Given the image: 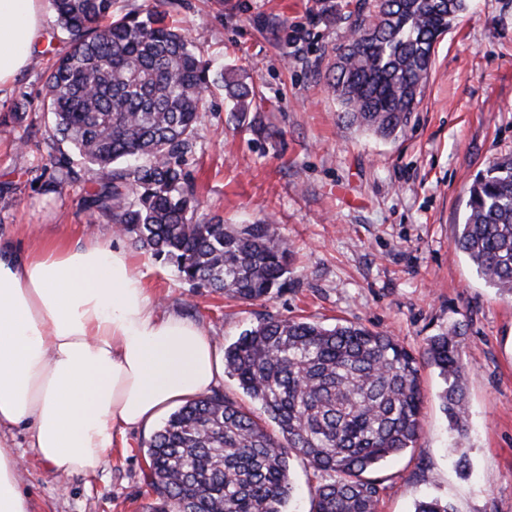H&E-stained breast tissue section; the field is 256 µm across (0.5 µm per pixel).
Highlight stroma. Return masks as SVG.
I'll list each match as a JSON object with an SVG mask.
<instances>
[{
    "mask_svg": "<svg viewBox=\"0 0 512 512\" xmlns=\"http://www.w3.org/2000/svg\"><path fill=\"white\" fill-rule=\"evenodd\" d=\"M363 0H178L169 16L214 70L247 73L256 104L235 118L223 91L208 95L187 161L200 213L234 224L270 220L292 251L288 286L247 305L191 288L112 225L91 223L84 199L103 171L75 163L62 192L40 185L45 78L66 36L41 44L0 87V238L18 249L88 235L131 257L163 313L197 322L218 347L265 315L326 326L358 322L416 357L429 337L456 332L471 428L468 469L449 452L443 381L420 366L421 436L372 472L378 512H414L436 497L455 512H512V295L477 274L455 246L475 176L512 155V0H468L435 50L422 100L391 139L346 126L327 85L336 50ZM151 429L118 436L96 477L52 474L26 432L8 444L24 460L31 512H147L143 473Z\"/></svg>",
    "mask_w": 512,
    "mask_h": 512,
    "instance_id": "35a3bbf8",
    "label": "stroma"
}]
</instances>
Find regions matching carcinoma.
I'll return each instance as SVG.
<instances>
[{"mask_svg":"<svg viewBox=\"0 0 512 512\" xmlns=\"http://www.w3.org/2000/svg\"><path fill=\"white\" fill-rule=\"evenodd\" d=\"M159 4L145 15L119 0H50L71 47L47 78L49 144L111 169L84 205L195 288L244 302L288 287L290 251L274 225L199 218L186 168L199 113L214 88L237 117L254 87L234 70L212 72L194 40L171 27ZM338 49L329 86L339 118L378 137L408 124L436 45L466 0H374ZM46 186L78 178L68 154L50 156ZM457 247L487 284L512 295V156L495 158L469 188ZM427 363L444 381L441 399L452 453L467 461L469 416L456 333L431 336ZM224 367L259 401L271 433L220 391L173 412L148 443L150 512H287L289 463L326 475L311 512H377L379 488L365 476L386 457L416 447L422 394L417 358L398 340L357 323L326 327L269 316L224 349ZM415 512H453L438 499Z\"/></svg>","mask_w":512,"mask_h":512,"instance_id":"cac0c4a2","label":"carcinoma"}]
</instances>
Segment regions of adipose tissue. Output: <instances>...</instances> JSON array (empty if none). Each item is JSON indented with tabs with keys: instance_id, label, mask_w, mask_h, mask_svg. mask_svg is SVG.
I'll return each mask as SVG.
<instances>
[{
	"instance_id": "1",
	"label": "adipose tissue",
	"mask_w": 512,
	"mask_h": 512,
	"mask_svg": "<svg viewBox=\"0 0 512 512\" xmlns=\"http://www.w3.org/2000/svg\"><path fill=\"white\" fill-rule=\"evenodd\" d=\"M42 8L0 0V86L27 65ZM223 376V352L197 323L158 313L125 250L89 238L24 253L0 239V512H30L14 429L51 471L91 476L118 435Z\"/></svg>"
}]
</instances>
